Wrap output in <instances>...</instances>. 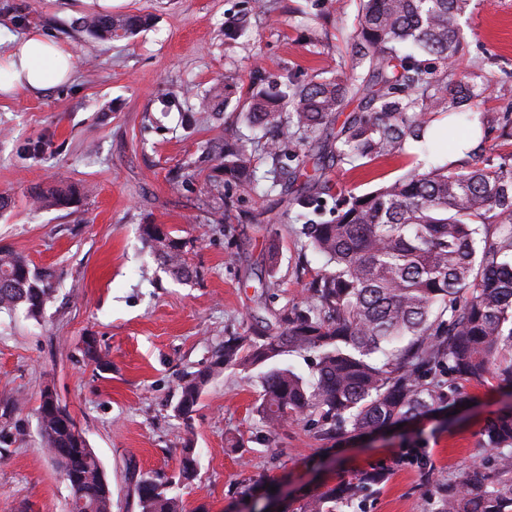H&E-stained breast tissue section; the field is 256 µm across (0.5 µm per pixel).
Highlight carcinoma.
Masks as SVG:
<instances>
[{"label":"carcinoma","instance_id":"obj_1","mask_svg":"<svg viewBox=\"0 0 512 512\" xmlns=\"http://www.w3.org/2000/svg\"><path fill=\"white\" fill-rule=\"evenodd\" d=\"M469 0H360L357 50L350 70L304 83L272 81L250 96L247 119L262 129L286 124L304 147L359 99L338 135L336 151L353 160L402 153L406 139L426 142V113L460 114L495 84L489 74L450 66L462 48L460 19ZM139 26L126 15H88L96 38H129ZM426 55L442 68L418 59ZM267 169L256 174L252 141L231 125L216 152L218 169L248 193L268 194L297 180L282 165L276 140L263 145ZM329 183L314 176L289 198L301 215L319 207ZM40 206L74 202L69 187L41 189ZM332 222L302 225L305 247L325 259L308 298L286 306L277 330L257 325L224 339L212 366L258 370L255 413L272 434L290 417L306 418L323 440L365 428H388L450 408L457 381L495 374L512 388V154L492 166L418 167L363 195H336ZM142 237L168 271L192 275L186 243L157 224ZM46 277L28 259L0 248V310L37 318L53 300ZM317 354L305 377L282 364L290 353ZM212 375H184L174 414L186 427ZM43 447L68 476L71 512H111L112 490L86 438L62 407H38ZM491 457L472 464L436 494L435 512H512V411L482 431ZM180 479L195 477L193 449H182ZM348 480L308 498L301 512H336L369 483ZM139 512H184L172 484L152 477L136 487Z\"/></svg>","mask_w":512,"mask_h":512}]
</instances>
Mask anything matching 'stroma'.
<instances>
[{
  "mask_svg": "<svg viewBox=\"0 0 512 512\" xmlns=\"http://www.w3.org/2000/svg\"><path fill=\"white\" fill-rule=\"evenodd\" d=\"M97 9L96 0H0V34L44 35L74 65L68 83L0 94V247L25 255L54 289L40 319L0 312V512L69 510L38 432L47 388L98 457L112 512H138L142 476L177 480L188 442L197 477L181 490L185 512H300L310 496L375 470L383 482L342 512H432L419 468L450 485L487 456L482 428L512 404L496 378L462 383L457 409L335 444L299 418L268 435L253 412L257 386L233 369L206 386L190 425L172 411L184 373L208 365L228 334L304 302L324 266L304 251L289 190L246 194L218 176L209 150L230 124L253 136L246 109L259 80L347 70L359 0H271L265 14L255 0H112L113 14L147 19L119 40L83 31ZM462 25L459 69L512 84V0H471ZM208 96L213 116L189 123ZM338 130L288 167L309 175L321 165L334 189L362 195L447 160L410 140L395 157L340 161L328 150ZM59 181L80 188L79 201L35 207L32 191ZM144 224L186 241L196 276H172L142 240ZM414 452L422 465L409 462Z\"/></svg>",
  "mask_w": 512,
  "mask_h": 512,
  "instance_id": "1",
  "label": "stroma"
}]
</instances>
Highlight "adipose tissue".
<instances>
[{
    "label": "adipose tissue",
    "instance_id": "adipose-tissue-1",
    "mask_svg": "<svg viewBox=\"0 0 512 512\" xmlns=\"http://www.w3.org/2000/svg\"><path fill=\"white\" fill-rule=\"evenodd\" d=\"M71 55L41 35L9 38L0 49V93L38 92L62 84L70 75Z\"/></svg>",
    "mask_w": 512,
    "mask_h": 512
}]
</instances>
